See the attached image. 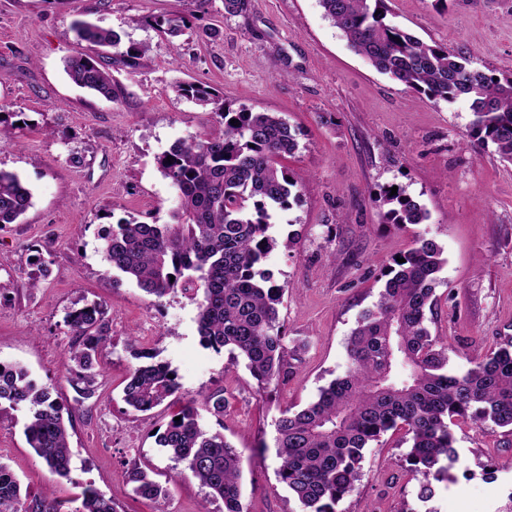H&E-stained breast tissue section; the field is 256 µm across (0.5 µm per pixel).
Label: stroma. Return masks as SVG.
I'll list each match as a JSON object with an SVG mask.
<instances>
[{
	"label": "stroma",
	"instance_id": "35a3bbf8",
	"mask_svg": "<svg viewBox=\"0 0 512 512\" xmlns=\"http://www.w3.org/2000/svg\"><path fill=\"white\" fill-rule=\"evenodd\" d=\"M389 18L428 43L464 53L475 65L512 73V0H388ZM189 0H0V102L16 112L0 169L18 174L33 194L15 224L0 226V363L25 368L59 392L73 423L70 479L52 475L29 448L26 406L0 408V462L30 493L50 492L74 512L83 485L111 498L118 512H155L127 480L132 465L171 472L154 432L190 399H229L223 417L200 424L242 452L247 512H297L279 483L275 423L286 409L315 401L342 374L346 342L362 310L376 301L385 273L415 238L436 240L446 263L438 273L432 335L448 339L449 366L512 343V165L493 147H472L464 100L418 94L376 71L327 19L319 0H247L225 14L212 0L193 20L174 55L152 18L190 10ZM85 17L148 46L139 66L116 71L124 86L112 101L72 83L63 70L78 51L72 23ZM219 37H209V29ZM201 83L256 112H275L298 132L283 160L301 191L276 211L270 235L294 238L263 261L287 292L280 308L285 347L304 340L302 360L276 387L258 391L245 365L205 347L197 305L176 292L158 299L112 270L101 236L119 220L169 222L176 194L157 159L178 140L216 130L211 113L175 91ZM400 185L426 210L420 224L382 221L380 193ZM47 273H39L38 261ZM38 289H31V281ZM101 303L109 340L93 397L74 390L64 367L71 309ZM154 351L177 376L170 405L150 412L123 401L136 361L130 343ZM459 461L442 483L434 512H501L512 498V446L502 430L453 427ZM388 432L365 453L354 493L341 512H397L416 505V480L405 470L406 446ZM495 470L488 478L486 470ZM188 478L171 488L166 512H224Z\"/></svg>",
	"mask_w": 512,
	"mask_h": 512
}]
</instances>
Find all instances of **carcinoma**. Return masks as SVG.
I'll return each instance as SVG.
<instances>
[{
  "label": "carcinoma",
  "instance_id": "carcinoma-1",
  "mask_svg": "<svg viewBox=\"0 0 512 512\" xmlns=\"http://www.w3.org/2000/svg\"><path fill=\"white\" fill-rule=\"evenodd\" d=\"M324 15L349 46L377 71L435 100L470 103L468 132L475 145L494 147L512 164V74L481 69L462 54L426 43L387 20V0H319ZM153 25L171 38L184 34L190 20L181 11L157 17ZM73 29L88 52L70 56L65 72L77 85L117 101L122 85L96 57L110 47L112 64L139 66L144 45L121 46L113 30L77 19ZM175 92L207 108L222 127L174 143L158 159L176 190L178 203L168 224L123 219L103 236L107 265L136 281L157 299L180 291L197 300L201 341L228 351L229 365L244 361L258 389L287 374L285 334L279 306L285 286L261 264L274 249L289 248L267 234L273 212L298 197V182L280 160L298 149L296 131L275 112L235 108L209 86L183 83ZM236 119L239 124H231ZM172 160H167V157ZM386 224H421L427 212L404 187L383 191ZM32 205L21 178L0 170V224H14ZM443 248L418 238L386 273L378 299L364 309L346 343L343 374L320 389L316 401L276 421L278 481L298 503L299 512H340L338 506L356 489L364 451L389 431L402 430L407 472L418 480L416 498L426 504L436 484L453 480L458 461L449 423L475 428L492 424L512 435V351L501 347L469 359L462 374L448 368V341L431 334L437 306V273L445 264ZM66 323L74 340L65 364L72 381L94 387L98 352L109 331L107 313L97 302L71 309ZM142 363L132 368L123 400L137 412H149L179 390L177 374L146 348L132 345ZM28 406L24 435L50 472L71 473L65 407L56 390L31 379L26 369L0 367V405ZM157 434L156 444L184 465L176 478L190 476L224 502V512H247L238 448L199 423L192 403L184 405ZM135 495L160 503L168 488L134 466L128 472ZM75 512H118L94 486L85 485ZM11 512H63L51 494L22 492L21 481L0 462V507Z\"/></svg>",
  "mask_w": 512,
  "mask_h": 512
}]
</instances>
